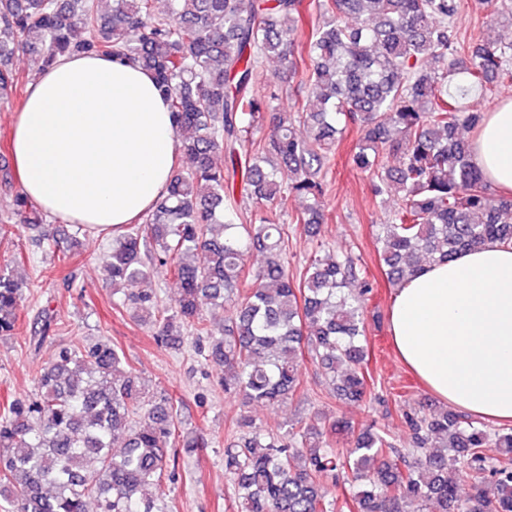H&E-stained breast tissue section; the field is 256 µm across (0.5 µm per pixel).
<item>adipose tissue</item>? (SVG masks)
<instances>
[{"label": "adipose tissue", "instance_id": "obj_1", "mask_svg": "<svg viewBox=\"0 0 512 512\" xmlns=\"http://www.w3.org/2000/svg\"><path fill=\"white\" fill-rule=\"evenodd\" d=\"M178 140L148 70L82 53L31 82L10 149L26 197L49 216L107 233L166 194ZM470 144L488 183L512 190V99L486 114ZM389 330L401 362L448 406L512 423V243L422 267L396 289Z\"/></svg>", "mask_w": 512, "mask_h": 512}]
</instances>
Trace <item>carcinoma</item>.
Masks as SVG:
<instances>
[{
    "mask_svg": "<svg viewBox=\"0 0 512 512\" xmlns=\"http://www.w3.org/2000/svg\"><path fill=\"white\" fill-rule=\"evenodd\" d=\"M299 5L168 0L159 12L155 0H112L108 11L100 0H0L1 100L26 95L30 75L13 66L20 52L42 69L93 52L152 73L187 163L142 222L112 238V295L165 347L185 330L207 339L200 355L223 369L224 392L245 405L292 399L307 356L337 396L377 399L363 317L372 283L361 260L317 251L297 274L285 262L286 225L328 219L325 178L341 124L358 127L353 161L375 195L396 196L377 248L390 284L425 261L512 242V197L489 196L460 134L483 115L459 106L470 87L486 94L512 84V43H459V0H318L307 34ZM272 58L296 89L291 112L281 110L277 86L253 88ZM452 74L465 84L451 89ZM266 119L273 135L254 138ZM390 156L398 166H388ZM249 198L263 207L257 224L243 216ZM297 198L307 204L289 209ZM17 215L27 229L42 228L22 195ZM253 252L264 256L254 271L246 267ZM161 272L181 288L170 309L152 288ZM24 295V282L0 267V336L14 334ZM202 299L213 314L229 309L220 332ZM36 384L35 397L0 408L3 512H87L91 502L101 512H169L152 490L175 477L176 444L203 446L182 429L178 400L151 392L116 345L79 336L57 348ZM399 412L413 438L406 452L380 429L356 432L341 420L274 435L240 416L224 448L237 512H339L329 487L342 472L359 512H406L413 500L433 512H512V427L491 432L447 409ZM459 469L472 480L465 500Z\"/></svg>",
    "mask_w": 512,
    "mask_h": 512,
    "instance_id": "cac0c4a2",
    "label": "carcinoma"
}]
</instances>
